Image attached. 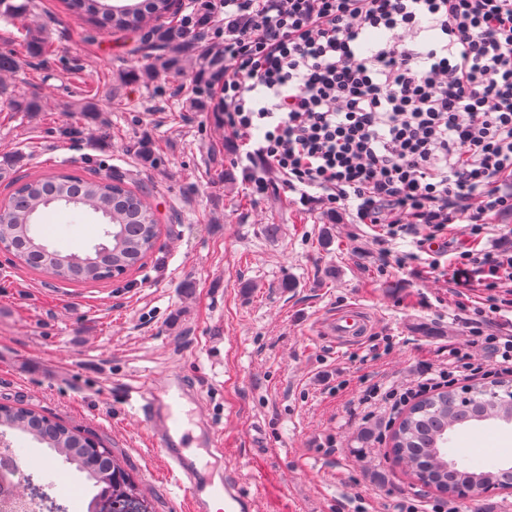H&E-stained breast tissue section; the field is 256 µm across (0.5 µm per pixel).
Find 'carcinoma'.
I'll use <instances>...</instances> for the list:
<instances>
[{
	"mask_svg": "<svg viewBox=\"0 0 512 512\" xmlns=\"http://www.w3.org/2000/svg\"><path fill=\"white\" fill-rule=\"evenodd\" d=\"M173 0H65L75 16L110 32L130 29L146 31L179 53L190 44L185 26L160 27L157 22L171 14ZM55 210L74 217L99 216L105 224L107 243L81 253L50 249L38 230L42 215ZM159 237L156 214L147 192H135L119 177H78L66 170L28 178L15 184L0 203V242L12 247L18 261L45 272L60 282H97L117 277L142 262L155 248ZM473 385L469 405L461 407L449 390L428 396L412 405L392 435V453L407 471L424 485L443 494L468 484L490 482L512 488V466L487 461L475 466L456 455L451 439L461 430L480 431L489 421L512 425V389L502 384ZM30 435L46 445L64 462L85 475L93 487L103 489L112 480V491L126 493L116 499L115 512L137 507L142 490L126 472L122 462L104 448L93 468L82 459L85 437L82 430L45 416L33 409L0 404V428Z\"/></svg>",
	"mask_w": 512,
	"mask_h": 512,
	"instance_id": "carcinoma-1",
	"label": "carcinoma"
}]
</instances>
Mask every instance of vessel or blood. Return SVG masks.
<instances>
[{
    "mask_svg": "<svg viewBox=\"0 0 512 512\" xmlns=\"http://www.w3.org/2000/svg\"><path fill=\"white\" fill-rule=\"evenodd\" d=\"M364 331L358 309L350 307L338 314L332 325L333 335L344 339L355 338ZM185 391L186 383L181 374L172 373L161 379L150 376L130 386L125 400L162 457L169 484L188 500L192 512H205V500L209 497L223 501L225 512H247L250 499L236 480L211 485L208 496H201L199 472L187 454L195 440L192 430L183 424Z\"/></svg>",
    "mask_w": 512,
    "mask_h": 512,
    "instance_id": "obj_1",
    "label": "vessel or blood"
}]
</instances>
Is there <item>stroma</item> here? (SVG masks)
I'll return each instance as SVG.
<instances>
[{
    "label": "stroma",
    "instance_id": "1",
    "mask_svg": "<svg viewBox=\"0 0 512 512\" xmlns=\"http://www.w3.org/2000/svg\"><path fill=\"white\" fill-rule=\"evenodd\" d=\"M224 26L214 11L179 70L145 77L163 49L132 33H105L62 0H29L0 19V52L22 56L0 81V200L12 183L66 169L120 175L149 191L161 233L143 266L121 278L61 283L0 252V404L23 406L90 431L123 461L154 512H190L170 492L159 455L123 402L128 385L182 373L193 387L191 430L224 434L222 453L195 449L202 477L235 475L250 512H401L441 503L394 462L389 434L400 416L367 417L358 401L374 383L409 384L471 346L466 321L489 299L478 283L449 287L441 271L393 256L412 238L378 241V228L299 204L282 178L252 194L236 165L232 131L197 95L204 54ZM49 53L25 55L29 36ZM35 100L37 112L11 110ZM77 136H70V129ZM49 243L103 242L96 218L43 217ZM278 225L276 235L265 227ZM357 307L366 336L327 333ZM40 466L23 491L51 512L46 487L61 460L26 440Z\"/></svg>",
    "mask_w": 512,
    "mask_h": 512
}]
</instances>
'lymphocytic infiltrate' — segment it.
Returning a JSON list of instances; mask_svg holds the SVG:
<instances>
[{
	"mask_svg": "<svg viewBox=\"0 0 512 512\" xmlns=\"http://www.w3.org/2000/svg\"><path fill=\"white\" fill-rule=\"evenodd\" d=\"M218 108L239 139L251 191L281 176L300 203L349 211L388 238L423 225L417 253L451 282L512 286L507 246L442 261L436 233L483 237L512 214V0H224ZM417 253L400 256L399 265ZM494 361L452 351L404 387L373 385L364 412L407 405L459 376L512 375V336Z\"/></svg>",
	"mask_w": 512,
	"mask_h": 512,
	"instance_id": "obj_1",
	"label": "lymphocytic infiltrate"
}]
</instances>
